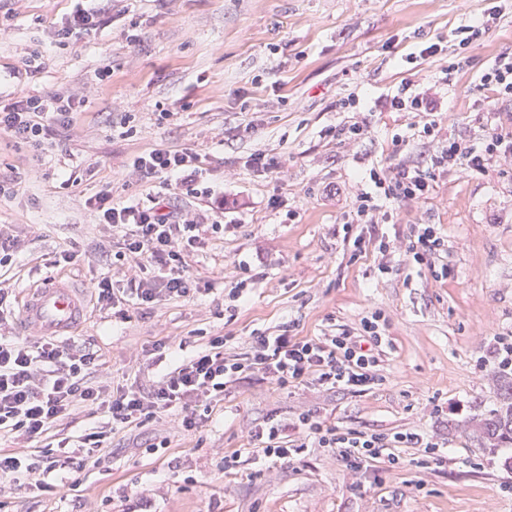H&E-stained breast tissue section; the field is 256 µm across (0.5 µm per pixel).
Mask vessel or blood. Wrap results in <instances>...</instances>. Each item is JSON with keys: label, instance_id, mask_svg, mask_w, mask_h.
I'll use <instances>...</instances> for the list:
<instances>
[{"label": "vessel or blood", "instance_id": "obj_1", "mask_svg": "<svg viewBox=\"0 0 512 512\" xmlns=\"http://www.w3.org/2000/svg\"><path fill=\"white\" fill-rule=\"evenodd\" d=\"M84 300L78 288L56 278H46L31 291L21 310L27 331L42 336H65L80 324Z\"/></svg>", "mask_w": 512, "mask_h": 512}]
</instances>
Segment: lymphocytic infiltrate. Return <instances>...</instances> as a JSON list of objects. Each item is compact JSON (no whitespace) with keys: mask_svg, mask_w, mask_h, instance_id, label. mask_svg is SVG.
<instances>
[{"mask_svg":"<svg viewBox=\"0 0 512 512\" xmlns=\"http://www.w3.org/2000/svg\"><path fill=\"white\" fill-rule=\"evenodd\" d=\"M441 81L421 77L401 82L395 94L379 100L381 108L412 112L414 137L428 136L437 147L429 164L400 162L371 168L372 190L360 191L353 214L366 227L353 240L362 249L367 240L378 243L380 254L390 250L379 238L380 225L392 214L382 200L421 203L433 190L436 172L482 173L487 170L512 178V113L500 103L512 101V57L503 55L478 77V91L490 93L493 103L479 124L476 139L448 132L436 117L441 107ZM84 98L65 90L50 96H24L0 106V131L40 157L55 145L56 136L70 130L73 116ZM202 161L188 150L154 149L135 156L133 170L147 181L176 180L206 198L212 213L224 211V198L201 184ZM99 223L123 240V248L110 252L99 245L87 256L68 249L57 253L53 264L66 267L84 260L107 266L92 286L94 305L108 313L129 304L154 310L162 302L184 299L197 288L189 259L211 243L217 224L200 223L194 216L176 212L170 201L151 204H116L110 192L91 198ZM21 242L0 228V441L11 448L0 451V481L31 497L61 493L66 474L88 460L104 461L112 452L116 432L143 427L177 408L179 430L198 429L224 395L247 380H260L285 389L317 386L362 393L382 381L378 372L384 328L378 314L363 317L358 333L337 332L307 337L282 332H254L245 352L229 355L224 339L212 337L208 347L189 359L172 355V368L158 380L130 389H113L112 368L97 350L84 343H63L30 333H12L11 300L14 285L9 271ZM126 283L122 292L112 286L113 273ZM87 409L105 413L103 426L71 436L68 428ZM247 439L259 445L264 460L283 463L304 448L327 449L346 467L360 471L380 463L397 465L398 449L419 448V467L441 465L445 448L422 431L385 434L362 430L340 431L323 426L311 411L296 420L270 419L249 427ZM42 449H33L34 441Z\"/></svg>","mask_w":512,"mask_h":512,"instance_id":"1","label":"lymphocytic infiltrate"}]
</instances>
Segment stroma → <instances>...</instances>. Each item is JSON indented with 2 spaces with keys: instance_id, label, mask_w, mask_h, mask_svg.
Instances as JSON below:
<instances>
[{
  "instance_id": "35a3bbf8",
  "label": "stroma",
  "mask_w": 512,
  "mask_h": 512,
  "mask_svg": "<svg viewBox=\"0 0 512 512\" xmlns=\"http://www.w3.org/2000/svg\"><path fill=\"white\" fill-rule=\"evenodd\" d=\"M81 0H0V103L82 87L86 99L63 145L34 161L0 132V172L16 181L0 196V225L28 240L13 264L15 289L57 273L91 288L101 266L60 270L63 249L82 252L99 238L88 200L108 190L119 204L162 191L130 166L153 149H190L203 161V184L224 196V234L191 262L193 298L154 312L88 310L72 340L87 342L112 368L118 388L135 385L132 354L159 347L189 358L211 337L241 352L256 329L295 325L300 336L356 330L379 312L385 324L382 385L279 389L249 381L226 393L194 432L169 417L112 441L109 460L71 470L67 497L38 499L0 491V512H130L147 496L151 512H512V468L504 448H482L460 429L496 408L499 395L482 366L493 337L512 333V181L448 174L429 200L402 203L382 225L397 249L353 251L345 242L353 194L371 167L427 159L432 143L402 144L411 117L367 113L355 147L332 128L350 121L339 100L396 92L415 72L439 75L432 58L412 68L426 42L454 46L459 26L500 5L503 16L445 89L458 134L475 129L485 96L475 78L512 53V0H106L107 24L59 44L56 32ZM40 55L39 72L26 63ZM112 76L98 82L96 70ZM264 155L266 167L251 162ZM75 171L61 188L62 170ZM435 225L448 243L446 276L415 263L405 248L411 225ZM388 262L389 273L379 271ZM246 281L241 299L229 289ZM311 410L342 431H423L448 448L442 466L424 469L420 449L402 448L398 468L350 470L321 448L290 462L255 465L246 427ZM166 437L164 456L146 454ZM240 452L237 469L224 457Z\"/></svg>"
}]
</instances>
